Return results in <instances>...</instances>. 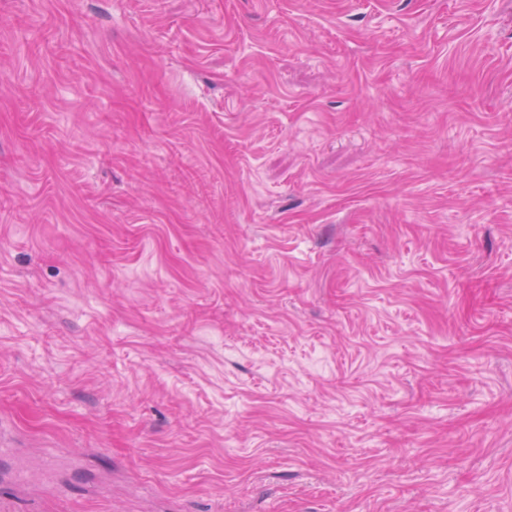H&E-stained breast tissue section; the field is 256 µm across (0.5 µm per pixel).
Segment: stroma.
<instances>
[{
	"label": "stroma",
	"mask_w": 512,
	"mask_h": 512,
	"mask_svg": "<svg viewBox=\"0 0 512 512\" xmlns=\"http://www.w3.org/2000/svg\"><path fill=\"white\" fill-rule=\"evenodd\" d=\"M0 512H512V0H0Z\"/></svg>",
	"instance_id": "obj_1"
}]
</instances>
